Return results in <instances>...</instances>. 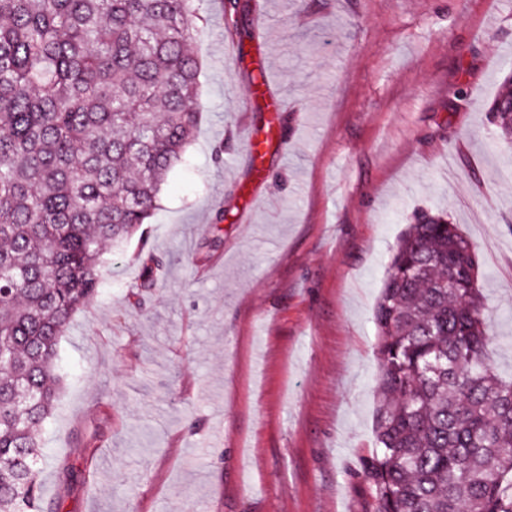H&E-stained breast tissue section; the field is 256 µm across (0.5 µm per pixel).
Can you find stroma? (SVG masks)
I'll list each match as a JSON object with an SVG mask.
<instances>
[{"label":"stroma","instance_id":"1","mask_svg":"<svg viewBox=\"0 0 512 512\" xmlns=\"http://www.w3.org/2000/svg\"><path fill=\"white\" fill-rule=\"evenodd\" d=\"M239 4L196 0L200 123L60 341L51 512H372V315L418 210L474 242L489 360L512 375V144L483 110L512 71V0ZM262 57L288 108L255 159ZM149 255L163 269L144 289Z\"/></svg>","mask_w":512,"mask_h":512}]
</instances>
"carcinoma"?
<instances>
[{
  "instance_id": "obj_1",
  "label": "carcinoma",
  "mask_w": 512,
  "mask_h": 512,
  "mask_svg": "<svg viewBox=\"0 0 512 512\" xmlns=\"http://www.w3.org/2000/svg\"><path fill=\"white\" fill-rule=\"evenodd\" d=\"M193 18L192 0H0V512H43L59 341L197 128ZM511 101L510 74L489 107L504 142ZM477 277L459 227L415 212L373 310L374 512H512V379L489 363Z\"/></svg>"
}]
</instances>
